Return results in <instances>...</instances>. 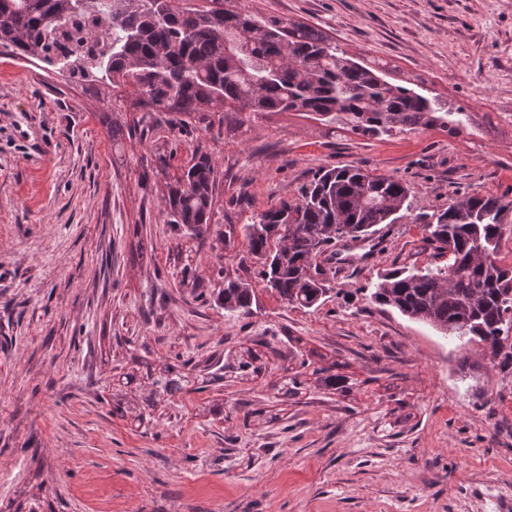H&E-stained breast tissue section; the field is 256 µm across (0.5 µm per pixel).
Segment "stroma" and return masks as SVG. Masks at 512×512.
<instances>
[{
    "mask_svg": "<svg viewBox=\"0 0 512 512\" xmlns=\"http://www.w3.org/2000/svg\"><path fill=\"white\" fill-rule=\"evenodd\" d=\"M348 54L421 77L473 123L370 139L290 113L113 107L68 76L0 55V512H500L512 503V366L374 303L380 273L446 265L412 218L318 261L329 291L298 309L264 288L240 229L321 168L410 187L412 210L512 200V0H234ZM215 163L212 232L169 224L194 152ZM225 233L216 242V233ZM256 294L217 302L225 275ZM255 354L249 380L216 360ZM190 361L201 391L112 413ZM345 391L281 387L300 361ZM254 298L253 289L248 283L240 279H224V290L218 297V303L224 308L225 314L249 316Z\"/></svg>",
    "mask_w": 512,
    "mask_h": 512,
    "instance_id": "1",
    "label": "stroma"
}]
</instances>
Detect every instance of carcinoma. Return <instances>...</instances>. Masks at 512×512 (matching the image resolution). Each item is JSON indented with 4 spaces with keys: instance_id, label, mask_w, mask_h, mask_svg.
<instances>
[{
    "instance_id": "obj_1",
    "label": "carcinoma",
    "mask_w": 512,
    "mask_h": 512,
    "mask_svg": "<svg viewBox=\"0 0 512 512\" xmlns=\"http://www.w3.org/2000/svg\"><path fill=\"white\" fill-rule=\"evenodd\" d=\"M209 2L0 0V48L115 89L130 85L153 112L227 105L246 113V121L296 112L340 120L368 138L431 129L458 137L471 125L466 107L431 95L423 81L391 83L387 65L348 55L310 26ZM214 183L211 157L195 154L170 187L167 223L198 238L209 233ZM409 196L410 187L392 177L354 166L323 168L296 200L252 217L243 233L270 291L309 309L328 291L317 258L339 240L366 239L377 226L394 223L410 208ZM414 223L423 225L448 264L392 270L374 285L371 299L499 355L512 334V265L498 258L500 241L512 229V201L474 193L444 210L419 213ZM254 298L248 283L226 279L218 303L241 317L252 313ZM509 364L512 351L501 361ZM312 374L328 389L346 390L339 374L325 368ZM195 389L194 380L167 366L143 402L153 407Z\"/></svg>"
}]
</instances>
